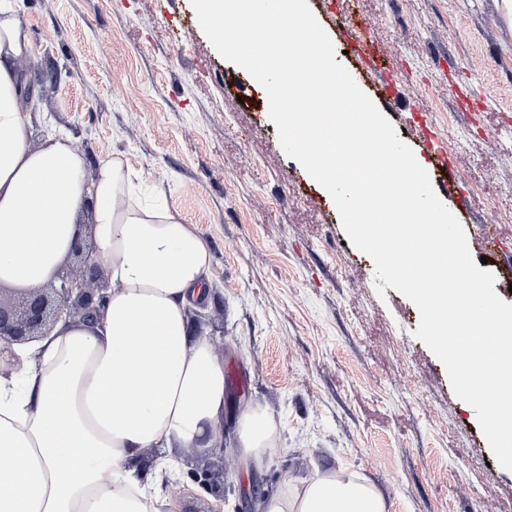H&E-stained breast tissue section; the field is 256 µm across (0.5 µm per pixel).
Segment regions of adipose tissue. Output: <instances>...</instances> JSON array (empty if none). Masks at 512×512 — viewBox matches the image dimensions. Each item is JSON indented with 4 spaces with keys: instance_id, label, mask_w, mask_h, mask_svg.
Returning a JSON list of instances; mask_svg holds the SVG:
<instances>
[{
    "instance_id": "1",
    "label": "adipose tissue",
    "mask_w": 512,
    "mask_h": 512,
    "mask_svg": "<svg viewBox=\"0 0 512 512\" xmlns=\"http://www.w3.org/2000/svg\"><path fill=\"white\" fill-rule=\"evenodd\" d=\"M16 0H0V283L51 282L93 203L97 257L110 282L102 317L62 321L0 353V512H158L135 464L151 448H210L224 411V366L188 306L206 294L211 253L193 225L144 204L117 156L88 160L65 136L31 141L30 57ZM277 426L246 409L238 444L262 463ZM258 512H394L392 499L345 466L266 493Z\"/></svg>"
}]
</instances>
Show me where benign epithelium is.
Returning <instances> with one entry per match:
<instances>
[{
  "mask_svg": "<svg viewBox=\"0 0 512 512\" xmlns=\"http://www.w3.org/2000/svg\"><path fill=\"white\" fill-rule=\"evenodd\" d=\"M109 282L85 238L74 240L69 262L47 285L21 291L0 284V344L29 342L46 335L62 316L101 317Z\"/></svg>",
  "mask_w": 512,
  "mask_h": 512,
  "instance_id": "benign-epithelium-1",
  "label": "benign epithelium"
}]
</instances>
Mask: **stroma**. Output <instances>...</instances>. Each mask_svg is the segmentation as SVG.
I'll use <instances>...</instances> for the list:
<instances>
[{"instance_id":"35a3bbf8","label":"stroma","mask_w":512,"mask_h":512,"mask_svg":"<svg viewBox=\"0 0 512 512\" xmlns=\"http://www.w3.org/2000/svg\"><path fill=\"white\" fill-rule=\"evenodd\" d=\"M396 82L360 89L419 150L414 114L447 144L462 183L438 197L463 226L474 261L512 304V53L494 0H360ZM34 44L21 64L61 72L32 115V139L59 130L90 163L126 157L157 199L194 225L211 256L212 295L192 306L224 364L222 436L209 450L171 448L179 487L160 512H256L254 496L287 475L348 463L396 512H512V471L495 463L472 406L416 338V306L375 289L373 260L349 243L331 196L282 151L256 82L224 60L191 0H21ZM498 249L483 247L484 225ZM270 413L278 431L260 467L237 450L236 416ZM223 472L224 494L195 473Z\"/></svg>"}]
</instances>
